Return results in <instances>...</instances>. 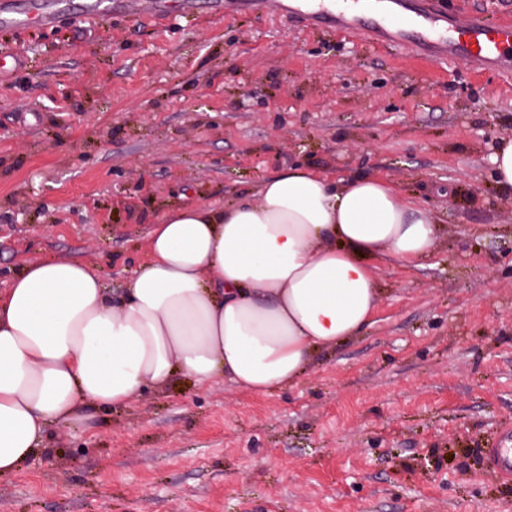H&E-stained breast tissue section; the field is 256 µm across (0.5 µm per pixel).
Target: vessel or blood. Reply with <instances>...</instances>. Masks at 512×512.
I'll return each instance as SVG.
<instances>
[{
    "label": "vessel or blood",
    "mask_w": 512,
    "mask_h": 512,
    "mask_svg": "<svg viewBox=\"0 0 512 512\" xmlns=\"http://www.w3.org/2000/svg\"><path fill=\"white\" fill-rule=\"evenodd\" d=\"M140 3L146 14L160 19L167 0H110L112 12L121 13ZM278 9L346 35L367 41L386 40L410 47L429 60H467L474 70L512 66L505 52L512 48V22L492 23L476 16L448 14L440 0H351L344 9L327 0H279ZM53 11L39 0H0V23L16 27L54 23Z\"/></svg>",
    "instance_id": "obj_1"
}]
</instances>
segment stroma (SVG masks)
<instances>
[{"instance_id": "1", "label": "stroma", "mask_w": 512, "mask_h": 512, "mask_svg": "<svg viewBox=\"0 0 512 512\" xmlns=\"http://www.w3.org/2000/svg\"><path fill=\"white\" fill-rule=\"evenodd\" d=\"M211 0L0 25V289L77 259L121 293L158 216L227 204L303 163L374 174L442 229L421 266H381L363 336L269 394L174 374L91 426L50 431L0 512H512L486 464L512 447V68L425 62L267 6ZM491 164L498 183L512 187V139L503 138L499 141L491 155Z\"/></svg>"}]
</instances>
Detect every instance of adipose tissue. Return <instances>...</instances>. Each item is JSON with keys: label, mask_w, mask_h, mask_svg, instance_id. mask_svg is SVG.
<instances>
[{"label": "adipose tissue", "mask_w": 512, "mask_h": 512, "mask_svg": "<svg viewBox=\"0 0 512 512\" xmlns=\"http://www.w3.org/2000/svg\"><path fill=\"white\" fill-rule=\"evenodd\" d=\"M438 234L435 214L382 177L295 166L241 202L163 213L121 296L85 262H27L0 290V477L49 428L127 406L178 371L249 393L296 382L316 353L372 326L380 261L417 266Z\"/></svg>", "instance_id": "1"}]
</instances>
